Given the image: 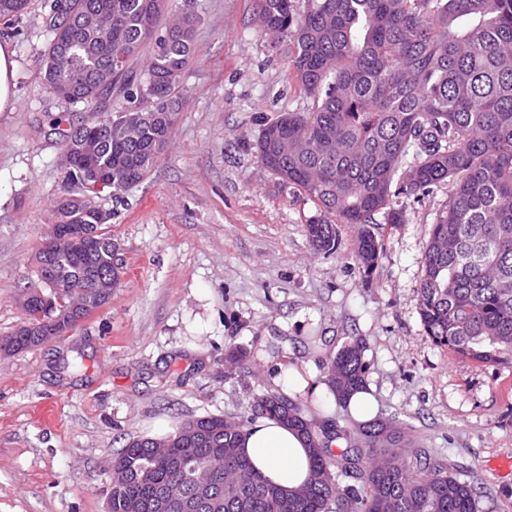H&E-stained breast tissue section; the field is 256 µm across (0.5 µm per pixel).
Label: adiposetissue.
I'll use <instances>...</instances> for the list:
<instances>
[{
	"mask_svg": "<svg viewBox=\"0 0 512 512\" xmlns=\"http://www.w3.org/2000/svg\"><path fill=\"white\" fill-rule=\"evenodd\" d=\"M241 452L267 480L280 486H299L308 476V450L302 439L274 419L262 417L249 426Z\"/></svg>",
	"mask_w": 512,
	"mask_h": 512,
	"instance_id": "1",
	"label": "adipose tissue"
}]
</instances>
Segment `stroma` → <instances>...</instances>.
<instances>
[{"label": "stroma", "mask_w": 512, "mask_h": 512, "mask_svg": "<svg viewBox=\"0 0 512 512\" xmlns=\"http://www.w3.org/2000/svg\"><path fill=\"white\" fill-rule=\"evenodd\" d=\"M51 0L0 24L14 52L16 111L0 112V338L25 318L35 255L54 220L58 119L89 114L38 77ZM202 14L172 139L148 177L112 207L125 267L105 307L73 335L0 358V512H106L112 461L134 437L203 415L250 417L286 366L320 380L351 337L365 339L377 417L477 489L479 512H512V369L436 346L418 309L422 256L447 190L402 199L371 277L359 228L319 255L316 206L256 158L264 123L304 102L287 39L254 20V0H195ZM251 356L232 364L231 348Z\"/></svg>", "instance_id": "1"}]
</instances>
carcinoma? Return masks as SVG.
Segmentation results:
<instances>
[{
  "mask_svg": "<svg viewBox=\"0 0 512 512\" xmlns=\"http://www.w3.org/2000/svg\"><path fill=\"white\" fill-rule=\"evenodd\" d=\"M26 5L0 0V21ZM168 8L169 0H63L60 16L45 23L44 85L68 88L78 72L66 101L112 113L63 133L62 224L109 223L87 187L89 169L111 180L117 201L170 142L173 128L156 115L180 111L196 27L168 29ZM256 16L288 39L290 83L307 101L305 111L265 124L275 139L256 143V157L317 207L306 224L313 249L333 254L339 225H361L356 257L368 277L385 251L376 215L402 224L398 198L448 186L422 257L424 333L480 366L512 368V0H256ZM145 48V68H114L112 84L98 90V72L118 53L133 59ZM82 135L97 139L91 164L73 148ZM51 253L52 280L68 298L94 303L92 276L113 270L111 245ZM37 341L22 328L0 339L11 354ZM364 351L353 338L324 372L340 408L366 388ZM251 411L304 440L301 486L269 482L240 454L242 422L204 415L174 434L128 441L112 462L111 512H151L161 492L197 502L172 512H477L474 484L382 421L352 431L332 416L312 418L316 409L280 392L255 398Z\"/></svg>",
  "mask_w": 512,
  "mask_h": 512,
  "instance_id": "obj_1",
  "label": "carcinoma"
}]
</instances>
